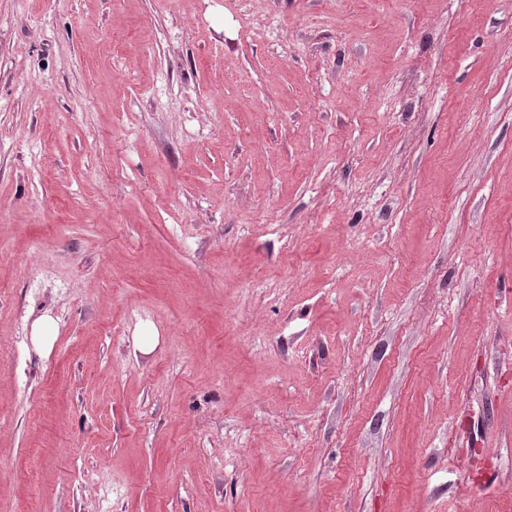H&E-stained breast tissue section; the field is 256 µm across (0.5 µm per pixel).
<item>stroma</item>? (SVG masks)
<instances>
[{
  "label": "stroma",
  "mask_w": 512,
  "mask_h": 512,
  "mask_svg": "<svg viewBox=\"0 0 512 512\" xmlns=\"http://www.w3.org/2000/svg\"><path fill=\"white\" fill-rule=\"evenodd\" d=\"M0 512H512V0H0Z\"/></svg>",
  "instance_id": "1"
}]
</instances>
